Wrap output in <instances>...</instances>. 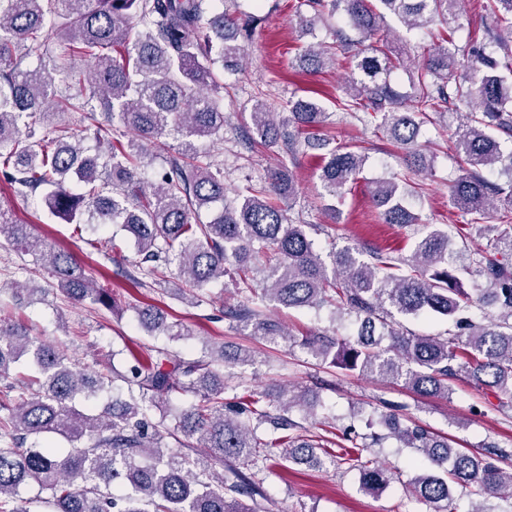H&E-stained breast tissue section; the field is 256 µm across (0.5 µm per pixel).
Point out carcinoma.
Segmentation results:
<instances>
[{
  "mask_svg": "<svg viewBox=\"0 0 512 512\" xmlns=\"http://www.w3.org/2000/svg\"><path fill=\"white\" fill-rule=\"evenodd\" d=\"M64 7V22L55 21V2ZM464 0H304L308 10L296 15L306 35L326 17L341 16L355 32L336 33V47L309 43L299 68L318 71L346 60L349 73L340 99L353 118L360 113L381 116L379 128L402 150L405 167L416 174L432 170L434 154L418 142L433 113H445L459 102L452 134L462 174L450 188L453 204L478 224L495 210L498 223L494 253L465 245L448 249V232H427L407 258L382 250L363 252L345 246L322 252L306 231L294 224L282 206L269 201L295 199L298 189L288 164L267 172L265 185L242 199L227 201L224 171L200 154L198 142L224 131L227 116L220 100L204 92L212 66L221 62L231 72L245 71L247 43L260 21L213 10L208 0H0V172L10 188L26 197L43 192L51 215L68 224H119L134 240L144 275L159 284L173 267L181 282L179 297L199 306L198 291L225 276L239 285L247 303L224 310L235 328L255 339L288 344L318 364L383 382H401L421 396L449 398L462 379L477 390L507 399L512 409V152L504 154L490 133L496 128L512 137V0H488L499 22L492 42L504 52L502 63L477 38L465 46L448 35V17ZM392 17L408 30L442 25L438 41L411 74V92L400 95L390 73L408 69L385 28ZM208 33L201 34V29ZM61 53L51 71L22 70L18 55L42 57L50 42ZM471 66L463 81L454 80L459 58ZM71 86L89 85V100L52 91L56 79ZM105 121L95 126L106 161L89 155L66 123L51 135L36 137L35 125L46 118L79 114L84 122L97 111ZM248 143L280 148L294 158L325 146L321 138L299 139L300 132L327 124L330 113L314 99L288 101L275 112L255 101L249 112ZM134 130L127 143L112 140V124ZM181 139L180 156L168 162L160 178L147 184L139 170L150 150L166 135ZM319 179L326 195L345 194L363 171L366 156L334 149L320 155ZM507 175V187L488 175ZM412 185L392 178L373 183L370 197L386 224L413 227L418 214L404 205ZM213 212L201 222L198 213ZM36 256L51 278L50 287L28 289L26 301H41L50 289L71 302L116 307L109 285L98 284L69 252L40 240L30 225L12 219L0 208V239ZM467 264H458L460 257ZM474 274L483 287L470 292L461 273ZM266 302L295 309L332 308L358 322L352 337L317 333L296 341L289 328L264 313ZM434 315L451 320L448 336L417 335L397 327L394 314ZM149 332L172 339L191 335L188 326L169 322L154 305L137 309ZM163 361L145 363L133 357L124 372L106 368L90 377L72 367L54 344L28 336L15 323L0 322V379L25 360L37 376L9 383L0 392V512H265L264 493L255 473L277 449L279 462L321 467L347 463L358 470L360 483L375 490L395 473L364 454L393 438L414 449L432 471L415 477L410 495L443 504L458 512L450 485L475 495L499 498L512 512V448L489 444L476 451L455 448L447 437L419 424L408 425L395 414L366 420L367 433L344 436L340 450L325 448L299 433L293 408L307 404L309 390L296 385L268 391L247 389L233 402L224 400L227 360L251 365L250 350L210 351L204 359L182 360L163 350ZM122 382L128 397L112 401L93 414L77 396L95 399ZM176 393H191L198 403L176 420L183 448H203L195 458L170 448L151 421L150 412ZM380 425L387 433L374 431ZM31 436L41 445L25 446ZM322 449L318 454L316 449ZM128 482L134 495L117 498L116 484ZM34 484L46 493L34 500L20 488Z\"/></svg>",
  "mask_w": 512,
  "mask_h": 512,
  "instance_id": "carcinoma-1",
  "label": "carcinoma"
}]
</instances>
